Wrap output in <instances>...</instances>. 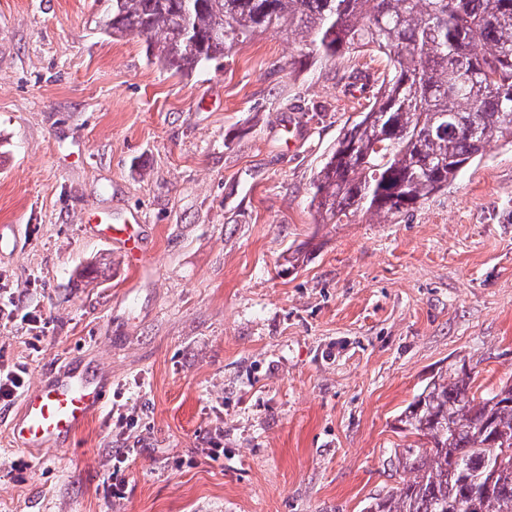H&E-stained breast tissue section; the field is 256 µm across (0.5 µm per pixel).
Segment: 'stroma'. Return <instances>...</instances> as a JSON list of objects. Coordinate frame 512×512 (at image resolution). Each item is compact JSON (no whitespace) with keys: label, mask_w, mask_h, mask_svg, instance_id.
Segmentation results:
<instances>
[{"label":"stroma","mask_w":512,"mask_h":512,"mask_svg":"<svg viewBox=\"0 0 512 512\" xmlns=\"http://www.w3.org/2000/svg\"><path fill=\"white\" fill-rule=\"evenodd\" d=\"M97 0H0V369L112 376L66 448L10 446L0 512H362L397 415L448 364L512 377V145L396 223H322L312 183L366 53L285 35L186 75L101 34ZM146 227L144 261L84 232ZM98 269L87 282L79 272Z\"/></svg>","instance_id":"1"}]
</instances>
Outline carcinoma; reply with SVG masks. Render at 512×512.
Returning a JSON list of instances; mask_svg holds the SVG:
<instances>
[{"instance_id":"1","label":"carcinoma","mask_w":512,"mask_h":512,"mask_svg":"<svg viewBox=\"0 0 512 512\" xmlns=\"http://www.w3.org/2000/svg\"><path fill=\"white\" fill-rule=\"evenodd\" d=\"M103 31L142 37L150 61L191 74L266 33L322 61L383 54L389 71L313 183L322 221L389 224L448 187L493 140L512 141V0H103ZM450 364L400 413L389 465L404 474L365 512H512V381L471 394Z\"/></svg>"}]
</instances>
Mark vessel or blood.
<instances>
[{"label":"vessel or blood","mask_w":512,"mask_h":512,"mask_svg":"<svg viewBox=\"0 0 512 512\" xmlns=\"http://www.w3.org/2000/svg\"><path fill=\"white\" fill-rule=\"evenodd\" d=\"M108 236L123 246L129 262L137 261L139 238L122 227L109 228ZM111 383V377L73 363L46 375L23 394L9 429L10 442L31 453L68 446L90 418L102 413Z\"/></svg>","instance_id":"b4317fda"}]
</instances>
